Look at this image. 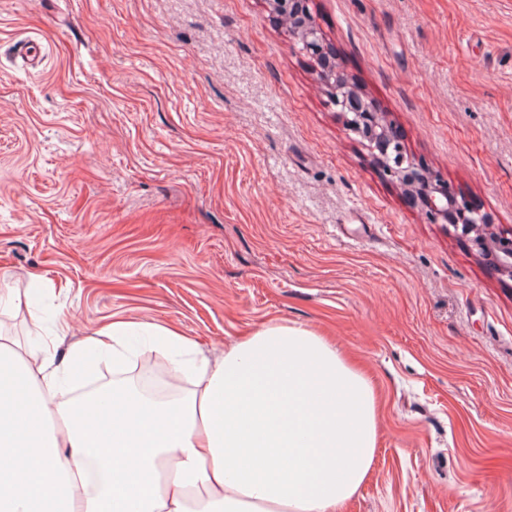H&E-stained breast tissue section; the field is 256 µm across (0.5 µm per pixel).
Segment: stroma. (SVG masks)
Returning <instances> with one entry per match:
<instances>
[{
  "label": "stroma",
  "mask_w": 512,
  "mask_h": 512,
  "mask_svg": "<svg viewBox=\"0 0 512 512\" xmlns=\"http://www.w3.org/2000/svg\"><path fill=\"white\" fill-rule=\"evenodd\" d=\"M311 12L411 157L512 230V0ZM317 72L267 0H0V289L47 283L7 334L123 318L213 358L305 326L378 398L342 512H512V278L380 175Z\"/></svg>",
  "instance_id": "stroma-1"
}]
</instances>
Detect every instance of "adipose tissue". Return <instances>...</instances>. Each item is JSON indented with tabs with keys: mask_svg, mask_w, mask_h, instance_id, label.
I'll list each match as a JSON object with an SVG mask.
<instances>
[{
	"mask_svg": "<svg viewBox=\"0 0 512 512\" xmlns=\"http://www.w3.org/2000/svg\"><path fill=\"white\" fill-rule=\"evenodd\" d=\"M134 337L192 390L70 396L90 351L117 367ZM59 344L0 335V512H341L371 470L373 389L304 326L265 324L214 361L154 322Z\"/></svg>",
	"mask_w": 512,
	"mask_h": 512,
	"instance_id": "adipose-tissue-1",
	"label": "adipose tissue"
}]
</instances>
